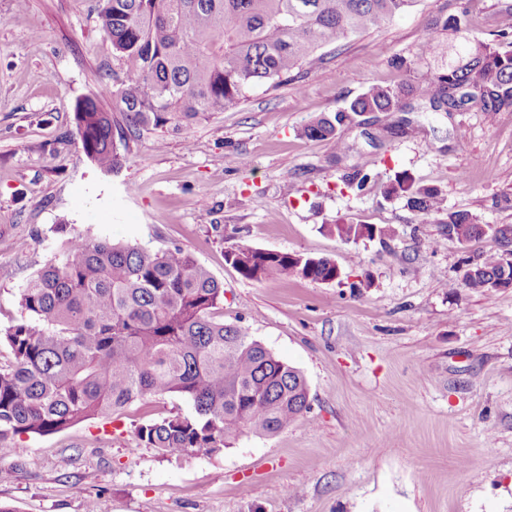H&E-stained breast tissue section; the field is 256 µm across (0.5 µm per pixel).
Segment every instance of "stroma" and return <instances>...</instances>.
Segmentation results:
<instances>
[{"instance_id": "obj_1", "label": "stroma", "mask_w": 512, "mask_h": 512, "mask_svg": "<svg viewBox=\"0 0 512 512\" xmlns=\"http://www.w3.org/2000/svg\"><path fill=\"white\" fill-rule=\"evenodd\" d=\"M512 0H418L383 28L332 43L294 81L181 131L117 140V172L84 155L77 101L119 66L93 0H0V328L16 292L58 253V225L92 239L191 252L224 286V321L297 368L309 408L272 437L212 457H162L138 426L193 415L168 395L0 452L13 512H512V288L480 293L465 262L512 225V111L371 112L310 139L303 128L372 85L396 87L443 54L493 39ZM460 16L464 34L431 31ZM404 58L409 68L391 65ZM345 152H338V144ZM370 172L363 191L343 181ZM492 227L470 243L384 189L395 174ZM391 225L343 242L332 225ZM327 257L339 280L244 279L235 244Z\"/></svg>"}]
</instances>
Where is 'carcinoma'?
Segmentation results:
<instances>
[{
  "instance_id": "1",
  "label": "carcinoma",
  "mask_w": 512,
  "mask_h": 512,
  "mask_svg": "<svg viewBox=\"0 0 512 512\" xmlns=\"http://www.w3.org/2000/svg\"><path fill=\"white\" fill-rule=\"evenodd\" d=\"M418 0H96L97 17L123 77L106 88L112 101L80 100L75 120L82 149L104 171L119 168L114 131L188 126L241 105L252 87L276 88L325 45L382 28ZM434 111L512 110V25L490 43L459 51L457 62L401 88L372 85L303 134L336 138V128L369 112L403 110L402 99ZM384 194L423 215H445L448 238L485 234L477 216L444 209L438 190L407 173ZM342 241L394 236L390 225L336 224ZM501 250L466 269L465 285L498 290L512 254V226L495 229ZM227 260L244 278L278 275L336 280L326 257L238 244ZM224 288L181 248L70 234L58 255L17 289L20 318L0 330L9 355L0 362V442L49 434L176 394L195 414L138 428L163 457L213 456L244 432L274 436L308 408L299 370L218 315Z\"/></svg>"
}]
</instances>
